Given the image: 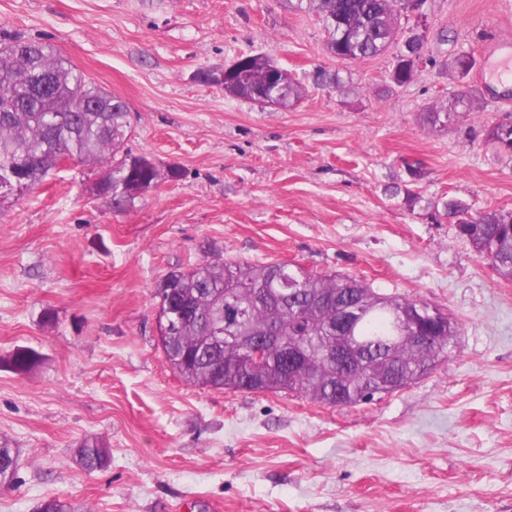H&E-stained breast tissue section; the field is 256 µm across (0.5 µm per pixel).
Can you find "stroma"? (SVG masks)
Here are the masks:
<instances>
[{
    "label": "stroma",
    "mask_w": 512,
    "mask_h": 512,
    "mask_svg": "<svg viewBox=\"0 0 512 512\" xmlns=\"http://www.w3.org/2000/svg\"><path fill=\"white\" fill-rule=\"evenodd\" d=\"M424 11L427 61L394 87L399 45L337 60L308 0H0V43H51L128 103L134 153L182 172L117 209L85 192L103 167L72 161L0 203V438L20 456L0 512H512V279L445 212L512 211V151L487 138L512 125V84L444 66L512 35V0ZM246 54L304 97L283 110L197 80ZM320 69L340 87L315 85ZM465 89L469 111L424 121ZM215 252L436 304L456 345L354 407L191 384L158 345L154 291ZM19 348L39 355L29 373L6 364ZM88 437L111 450L91 473L76 462Z\"/></svg>",
    "instance_id": "stroma-1"
}]
</instances>
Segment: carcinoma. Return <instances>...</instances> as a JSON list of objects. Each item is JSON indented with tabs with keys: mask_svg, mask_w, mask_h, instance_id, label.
<instances>
[{
	"mask_svg": "<svg viewBox=\"0 0 512 512\" xmlns=\"http://www.w3.org/2000/svg\"><path fill=\"white\" fill-rule=\"evenodd\" d=\"M315 5L328 33L327 48L336 58H375L398 40L400 21L396 6L401 0H309ZM243 82L233 97L252 100V90L266 85L271 60L246 56ZM52 78L47 95L37 93L31 76ZM416 70L404 67L397 56L391 80L410 81ZM280 107L301 97V89L288 70L279 68L272 86ZM467 95L439 109L424 113L431 125L445 126ZM0 185H12L15 166H27L33 182L41 184L68 159L107 167L106 179L119 207L143 192L139 179L127 171L133 152L126 148L131 133V109L87 80L52 45L16 41L0 47ZM495 144L512 150V125L488 132ZM448 211L458 217V233L477 255L489 261L496 273L512 279V212L486 211L477 215L457 202ZM175 280L164 295L171 311L181 315L175 336L160 342L166 361L185 380L202 387L244 391L258 387L264 392H288L328 407H350L375 395L398 392L429 374L448 357L458 336L457 325L448 320L438 326L431 311L441 308L423 301L381 294L354 276L309 273L297 278L293 264H248L217 255L188 271H173ZM354 304L362 312L353 335L365 346L361 358L336 364L326 353L339 351L345 341L338 330L342 307ZM421 306L426 318L414 335L424 343L402 338L399 322L409 307ZM276 330L278 340L266 350L261 363L249 356L246 345L255 331ZM223 332L224 343L213 340ZM291 350L312 352L307 363L291 368ZM38 363L37 354L19 349L10 368L23 374ZM82 467L93 472L105 468L110 449L98 440L86 439L77 450ZM17 457L8 441H0V484L13 481Z\"/></svg>",
	"mask_w": 512,
	"mask_h": 512,
	"instance_id": "carcinoma-1",
	"label": "carcinoma"
}]
</instances>
